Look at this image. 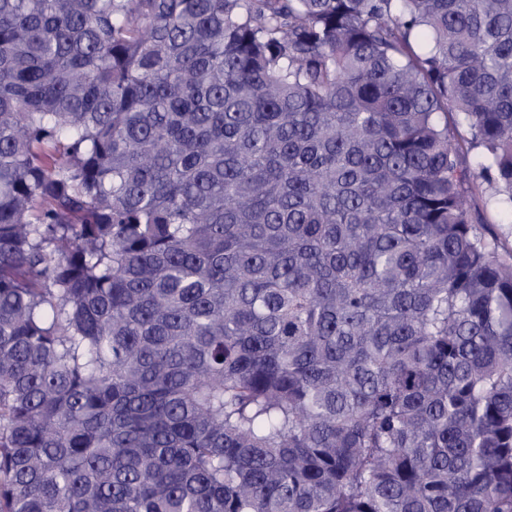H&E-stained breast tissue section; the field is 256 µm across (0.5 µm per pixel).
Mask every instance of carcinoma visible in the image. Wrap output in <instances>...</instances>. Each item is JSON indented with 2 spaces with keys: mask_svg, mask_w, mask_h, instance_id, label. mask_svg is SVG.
<instances>
[{
  "mask_svg": "<svg viewBox=\"0 0 512 512\" xmlns=\"http://www.w3.org/2000/svg\"><path fill=\"white\" fill-rule=\"evenodd\" d=\"M477 195L512 0H0V512H512Z\"/></svg>",
  "mask_w": 512,
  "mask_h": 512,
  "instance_id": "obj_1",
  "label": "carcinoma"
}]
</instances>
